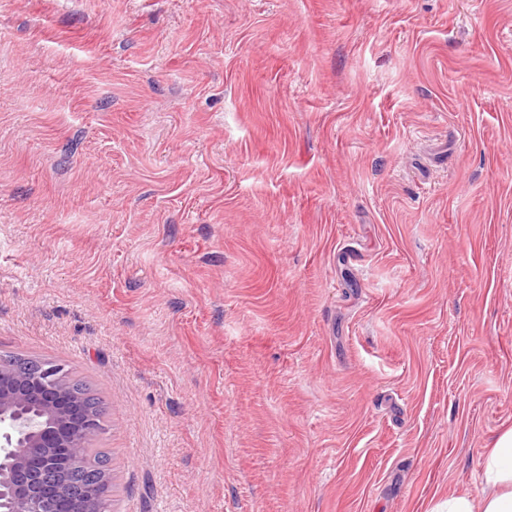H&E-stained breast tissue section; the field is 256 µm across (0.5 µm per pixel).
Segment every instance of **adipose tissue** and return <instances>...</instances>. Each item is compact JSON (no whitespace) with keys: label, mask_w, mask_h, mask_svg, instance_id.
I'll list each match as a JSON object with an SVG mask.
<instances>
[{"label":"adipose tissue","mask_w":512,"mask_h":512,"mask_svg":"<svg viewBox=\"0 0 512 512\" xmlns=\"http://www.w3.org/2000/svg\"><path fill=\"white\" fill-rule=\"evenodd\" d=\"M482 475L481 496L452 495L431 512H512V428L496 437L484 458Z\"/></svg>","instance_id":"1"}]
</instances>
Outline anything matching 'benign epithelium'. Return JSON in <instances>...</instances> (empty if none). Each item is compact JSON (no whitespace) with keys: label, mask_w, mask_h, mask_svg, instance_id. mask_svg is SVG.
<instances>
[{"label":"benign epithelium","mask_w":512,"mask_h":512,"mask_svg":"<svg viewBox=\"0 0 512 512\" xmlns=\"http://www.w3.org/2000/svg\"><path fill=\"white\" fill-rule=\"evenodd\" d=\"M64 365L14 361L0 368V512H103V485L69 478L70 464L93 469L96 408L69 387Z\"/></svg>","instance_id":"7a95c632"}]
</instances>
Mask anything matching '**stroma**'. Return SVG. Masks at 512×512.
Returning a JSON list of instances; mask_svg holds the SVG:
<instances>
[{
  "instance_id": "1",
  "label": "stroma",
  "mask_w": 512,
  "mask_h": 512,
  "mask_svg": "<svg viewBox=\"0 0 512 512\" xmlns=\"http://www.w3.org/2000/svg\"><path fill=\"white\" fill-rule=\"evenodd\" d=\"M1 354L101 398L112 512L480 495L512 0H0Z\"/></svg>"
}]
</instances>
